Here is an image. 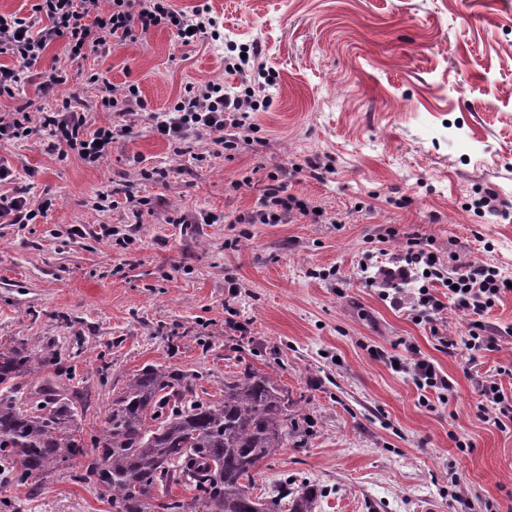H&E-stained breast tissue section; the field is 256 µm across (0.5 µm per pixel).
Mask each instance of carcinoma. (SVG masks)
Masks as SVG:
<instances>
[{"label": "carcinoma", "instance_id": "cac0c4a2", "mask_svg": "<svg viewBox=\"0 0 512 512\" xmlns=\"http://www.w3.org/2000/svg\"><path fill=\"white\" fill-rule=\"evenodd\" d=\"M51 345H0V472L27 485L82 459L81 481L103 490L112 512H313L314 493L284 483L269 498L250 493L253 472L298 426L284 389L244 368L204 398L187 375L147 365L112 398L104 425L84 433L77 396L55 382ZM27 382L28 396H16ZM174 486L192 491L188 499Z\"/></svg>", "mask_w": 512, "mask_h": 512}]
</instances>
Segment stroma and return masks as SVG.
Instances as JSON below:
<instances>
[{"label": "stroma", "mask_w": 512, "mask_h": 512, "mask_svg": "<svg viewBox=\"0 0 512 512\" xmlns=\"http://www.w3.org/2000/svg\"><path fill=\"white\" fill-rule=\"evenodd\" d=\"M202 3L219 41L185 47L157 28L73 64L53 98L33 81L0 98V114L67 99L88 128H132L98 164L47 154L35 138L0 143L16 172L0 195L52 201L35 223L0 224V340L61 353L86 432L147 365L197 376L216 397L244 366L269 373L302 421L254 471L253 495L286 481L316 490L314 512H512V427L481 418L477 390L512 364V337L492 351L440 347L358 267L415 234L512 278V221L472 207L490 191L512 208V0H172L185 12ZM244 44L260 45L257 63L275 75L271 107L253 116L258 139L241 138L229 158L207 137L176 154L150 113L188 83L234 84L224 54ZM104 81L137 83L147 111L104 110ZM310 160L326 164L320 178ZM153 167L168 177L144 179ZM278 167L315 213L237 223L258 196L244 178ZM183 213L194 223H175ZM103 224L129 245L101 239ZM407 341L447 374L448 401L421 402L390 367ZM81 470L69 461L35 494L1 486L0 512H111Z\"/></svg>", "instance_id": "obj_1"}]
</instances>
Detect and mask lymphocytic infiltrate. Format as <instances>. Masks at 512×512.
<instances>
[{
  "label": "lymphocytic infiltrate",
  "mask_w": 512,
  "mask_h": 512,
  "mask_svg": "<svg viewBox=\"0 0 512 512\" xmlns=\"http://www.w3.org/2000/svg\"><path fill=\"white\" fill-rule=\"evenodd\" d=\"M209 12V7L202 4L188 13L178 11L170 0H34L29 15L1 12L0 54L10 55L14 63L0 65V97H14L22 83L34 78L35 65L52 44L62 43L66 62L54 67L49 79L39 83L38 89L46 97L68 82L70 62L141 40L151 30L169 29L182 45L192 44L214 28ZM260 54L259 47L249 46L244 55H225L224 70L236 76V84L228 87L209 81L187 85L167 117L155 120L154 132L175 145L207 136L221 145L225 154L235 152L233 130L258 133L252 115L271 105L266 84L257 81L251 68L252 59ZM41 133L46 136L42 144L46 153L61 158L73 153L89 163L107 159L121 135L120 130L109 126L88 129L84 113L68 101L35 119L21 106L0 114V141H21ZM259 194L258 207L247 218L251 224H284L294 216H308L312 210L311 204L289 194L284 177L275 172L261 180ZM381 274L392 305L409 309L417 322L432 325V333L442 347L497 348V333L482 316L512 290L498 267L450 264L423 248L418 238L410 237ZM408 283L413 284V291H405ZM439 286L447 288V300L437 297L435 289ZM448 300L458 310L474 316L469 335L455 337L438 328ZM406 351L397 369L411 376L417 390L426 394L450 391L447 376L421 357L414 345H407Z\"/></svg>",
  "instance_id": "obj_1"
}]
</instances>
